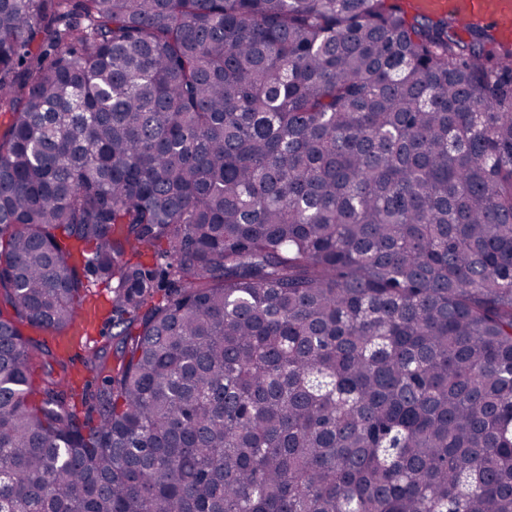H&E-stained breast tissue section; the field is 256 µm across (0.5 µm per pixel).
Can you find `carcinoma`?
I'll return each mask as SVG.
<instances>
[{"label":"carcinoma","mask_w":512,"mask_h":512,"mask_svg":"<svg viewBox=\"0 0 512 512\" xmlns=\"http://www.w3.org/2000/svg\"><path fill=\"white\" fill-rule=\"evenodd\" d=\"M466 34L0 0V512H512V46ZM91 276L81 417L22 328ZM116 330H112V327L105 326L103 327L102 334H96L90 342L86 343L88 346L84 347V344L75 355V361L79 365L81 372L79 373V377L77 379L75 389L77 392L81 393L82 390L86 389L89 393L93 391L98 384V381L93 378V375L84 370L82 361L83 357L86 354V351L90 347H100V346H108L110 351V356L112 358V333Z\"/></svg>","instance_id":"cac0c4a2"}]
</instances>
